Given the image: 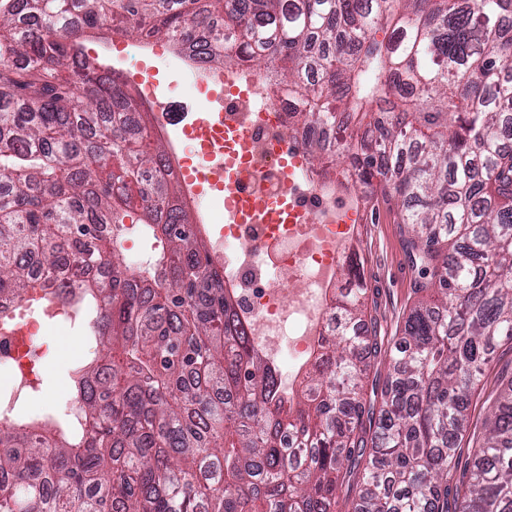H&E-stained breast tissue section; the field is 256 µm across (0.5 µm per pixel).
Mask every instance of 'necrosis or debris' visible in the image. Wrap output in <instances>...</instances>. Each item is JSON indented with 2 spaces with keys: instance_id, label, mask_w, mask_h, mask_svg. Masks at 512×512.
<instances>
[{
  "instance_id": "necrosis-or-debris-1",
  "label": "necrosis or debris",
  "mask_w": 512,
  "mask_h": 512,
  "mask_svg": "<svg viewBox=\"0 0 512 512\" xmlns=\"http://www.w3.org/2000/svg\"><path fill=\"white\" fill-rule=\"evenodd\" d=\"M228 79L222 93L207 96L206 110L182 112L180 133L168 149V174L183 183L186 201L197 207L201 193L220 199L225 183H232L236 205L219 220L198 207L197 221L254 347L274 371L278 389L293 394L304 366L329 339L331 290L350 236L349 192L340 175L311 167L306 131L289 134L286 89L238 68ZM241 136L249 142L244 156L238 152ZM285 140L292 145L286 167L274 153ZM192 159L217 178L198 193L184 183ZM253 201L287 205L289 222L266 223L264 213L250 209ZM5 305L10 320L0 325V426L11 425L26 405L25 385L36 378L48 351L42 327L77 317L68 304L46 300L39 290Z\"/></svg>"
}]
</instances>
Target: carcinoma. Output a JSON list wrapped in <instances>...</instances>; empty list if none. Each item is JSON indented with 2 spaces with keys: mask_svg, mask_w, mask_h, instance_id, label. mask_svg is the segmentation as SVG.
I'll list each match as a JSON object with an SVG mask.
<instances>
[{
  "mask_svg": "<svg viewBox=\"0 0 512 512\" xmlns=\"http://www.w3.org/2000/svg\"><path fill=\"white\" fill-rule=\"evenodd\" d=\"M103 27L262 70L313 161L394 190L419 299L383 382L354 262L331 339L279 393L149 113L84 54ZM511 126L512 0H0V298L65 274L54 296L100 341L78 425L0 426V512H512V371L457 460L512 343ZM133 214L156 244L135 280ZM498 359H496L491 367V369L487 372L485 377L482 379L481 385L479 387L482 388L484 394L481 395L480 399L474 400L472 405L470 406V414L472 426L471 430H475L477 433L483 431V421L488 414L489 401L484 403L485 398L491 392H497L499 390V374L502 368L508 366L510 369L512 367V349H509V346H503L499 350Z\"/></svg>",
  "mask_w": 512,
  "mask_h": 512,
  "instance_id": "carcinoma-1",
  "label": "carcinoma"
}]
</instances>
